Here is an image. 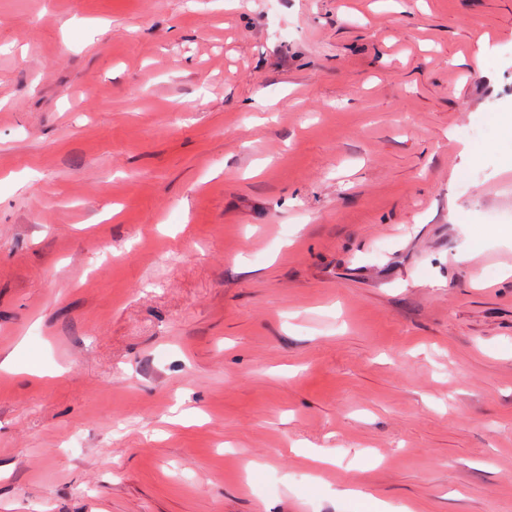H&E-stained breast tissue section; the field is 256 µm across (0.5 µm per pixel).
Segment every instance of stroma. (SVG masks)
<instances>
[{
  "label": "stroma",
  "instance_id": "35a3bbf8",
  "mask_svg": "<svg viewBox=\"0 0 512 512\" xmlns=\"http://www.w3.org/2000/svg\"><path fill=\"white\" fill-rule=\"evenodd\" d=\"M510 144L512 0H0V512H512Z\"/></svg>",
  "mask_w": 512,
  "mask_h": 512
}]
</instances>
